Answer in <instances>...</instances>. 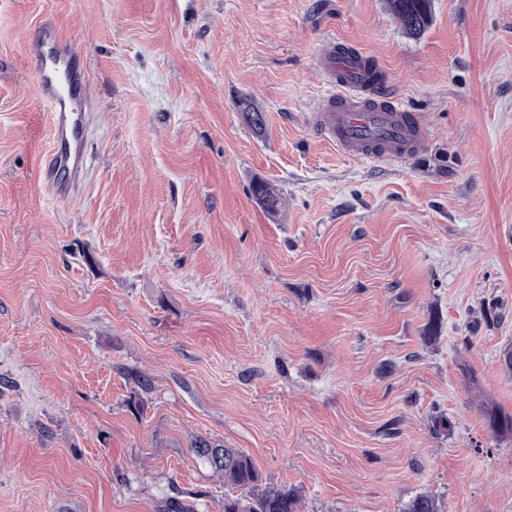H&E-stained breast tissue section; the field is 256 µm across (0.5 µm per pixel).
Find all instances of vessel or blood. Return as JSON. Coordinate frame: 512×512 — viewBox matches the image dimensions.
<instances>
[{"mask_svg":"<svg viewBox=\"0 0 512 512\" xmlns=\"http://www.w3.org/2000/svg\"><path fill=\"white\" fill-rule=\"evenodd\" d=\"M82 53L75 38L53 26L40 29L27 43V54L36 65L38 93L52 120V147L39 173L58 199L74 194L85 175L89 116L83 110ZM316 64L327 78L328 90L307 123L340 153L391 163L425 148L427 132L420 114L391 97L383 82L373 78L374 59L333 39L318 54Z\"/></svg>","mask_w":512,"mask_h":512,"instance_id":"obj_1","label":"vessel or blood"}]
</instances>
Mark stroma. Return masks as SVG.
Listing matches in <instances>:
<instances>
[{
    "mask_svg": "<svg viewBox=\"0 0 512 512\" xmlns=\"http://www.w3.org/2000/svg\"><path fill=\"white\" fill-rule=\"evenodd\" d=\"M432 11L413 38L385 0H0V512H223L198 437L300 512H512L482 415L512 414V0ZM44 23L82 39L96 106L64 201L39 178ZM331 38L422 115V154L351 159L307 126ZM252 196L268 213H276L281 207L280 194L267 182H255L252 187Z\"/></svg>",
    "mask_w": 512,
    "mask_h": 512,
    "instance_id": "35a3bbf8",
    "label": "stroma"
}]
</instances>
